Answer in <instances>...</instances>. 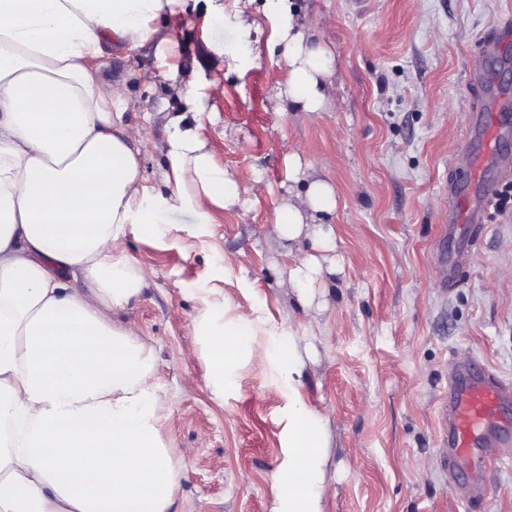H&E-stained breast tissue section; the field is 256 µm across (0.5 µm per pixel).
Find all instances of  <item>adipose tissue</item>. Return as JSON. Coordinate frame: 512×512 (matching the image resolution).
Here are the masks:
<instances>
[{"label":"adipose tissue","mask_w":512,"mask_h":512,"mask_svg":"<svg viewBox=\"0 0 512 512\" xmlns=\"http://www.w3.org/2000/svg\"><path fill=\"white\" fill-rule=\"evenodd\" d=\"M197 5L234 29V54L251 62L259 23L224 0H0V512H169L178 484L160 428L152 351L114 315L143 279L130 238L164 239L194 216L203 241L219 211L240 204V182L201 130L202 94L188 90L166 123L163 184L145 183L120 88H105L92 60L152 43L160 22ZM288 75L280 96L304 112L331 99L334 56L295 20L293 0H264ZM336 190L311 179L303 205L277 214L282 240L330 246ZM198 351L215 396L239 389V371L265 366L283 397L272 512H322L327 493L325 410L299 392L297 332L259 305L230 306L218 286L197 292Z\"/></svg>","instance_id":"ef3b65f1"}]
</instances>
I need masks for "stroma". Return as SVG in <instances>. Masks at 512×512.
Masks as SVG:
<instances>
[{"instance_id": "stroma-1", "label": "stroma", "mask_w": 512, "mask_h": 512, "mask_svg": "<svg viewBox=\"0 0 512 512\" xmlns=\"http://www.w3.org/2000/svg\"><path fill=\"white\" fill-rule=\"evenodd\" d=\"M224 4L260 23L248 68L210 51L236 34L196 10L162 25L172 43L165 57L148 45L95 63L106 85L125 88L127 115L144 126L148 185L161 183L165 115L195 81L217 161L242 185L258 177L265 187L216 214L206 244L177 208L159 218L182 225L176 244L129 243L147 286L119 319L153 350L161 437L178 472L170 512H271L274 499L278 388L250 365L238 393L220 400L192 354L194 291L218 277L231 304L264 305L309 353L300 393L328 416L323 512H512V461L486 467L484 495L465 503L442 469L436 427L450 359L512 381V201L493 210L451 287L438 263L448 183L467 169L466 74L482 64L483 37L512 22V0H295L299 27L335 58L332 100L320 112L280 99L273 77L287 63L269 51L273 24L261 0ZM292 154L336 190L335 211L321 217L336 232L332 249L303 239L291 253L278 237V210L306 189L289 178ZM309 257L320 277L292 288L289 267ZM241 278L252 294L240 293Z\"/></svg>"}]
</instances>
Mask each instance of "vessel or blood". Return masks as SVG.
Wrapping results in <instances>:
<instances>
[{
    "mask_svg": "<svg viewBox=\"0 0 512 512\" xmlns=\"http://www.w3.org/2000/svg\"><path fill=\"white\" fill-rule=\"evenodd\" d=\"M469 83L479 91L472 108L469 169L448 189V248L439 255L442 279L448 283L460 262L470 258L471 235L484 226L499 188L512 182V154L502 148L512 137V95L475 77ZM511 407L512 382L475 362L450 368L448 391L436 408L438 451L450 478L469 468L467 498L479 495L489 457L512 456V428L501 421Z\"/></svg>",
    "mask_w": 512,
    "mask_h": 512,
    "instance_id": "vessel-or-blood-1",
    "label": "vessel or blood"
}]
</instances>
